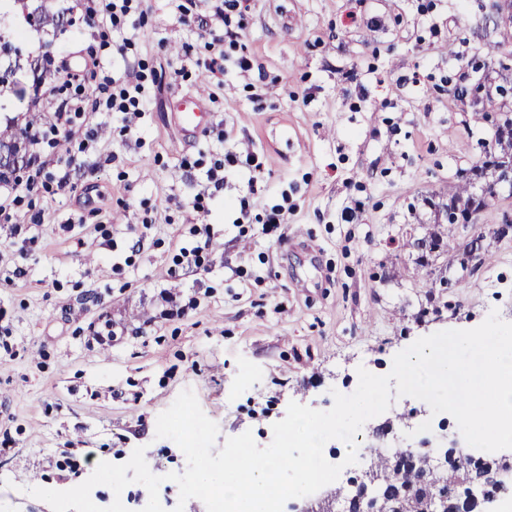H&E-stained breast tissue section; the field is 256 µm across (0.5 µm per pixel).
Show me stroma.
Returning a JSON list of instances; mask_svg holds the SVG:
<instances>
[{"label": "stroma", "instance_id": "stroma-1", "mask_svg": "<svg viewBox=\"0 0 512 512\" xmlns=\"http://www.w3.org/2000/svg\"><path fill=\"white\" fill-rule=\"evenodd\" d=\"M495 2L249 0L221 76L196 65L213 54L197 26L212 0H144L133 26L105 38L72 0H43L61 23L42 30L17 0L0 8L23 57L81 75L93 50L148 93L130 132L90 112L58 133L51 151L73 166L70 184L18 188L25 245L0 229V512H52L30 488H72L139 447L172 512L179 489L166 475L187 461L156 420L181 391L217 424L216 447L248 430L264 447L290 402L330 409L358 368L388 374L420 337L494 310L512 322V238L484 240L467 290L424 288L428 271L404 246L492 146L479 112L512 110L499 65L512 40ZM195 93L211 122L187 134L173 104ZM245 150L262 170L227 169L223 190L204 194L207 171ZM285 200L292 211L265 235L266 209ZM200 242L201 267L181 265V248ZM107 324L104 348L93 332ZM431 418L426 402L392 397L363 425L364 444L419 447Z\"/></svg>", "mask_w": 512, "mask_h": 512}]
</instances>
